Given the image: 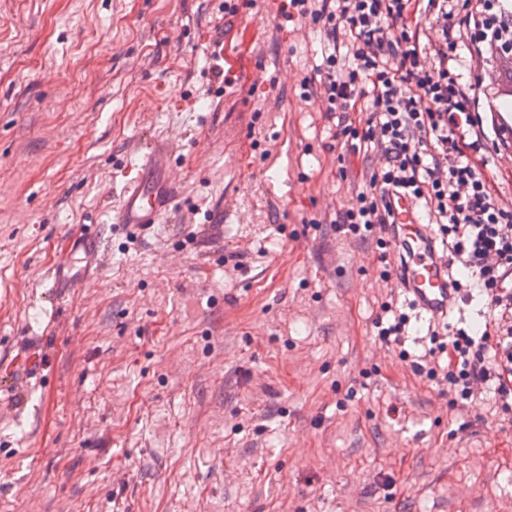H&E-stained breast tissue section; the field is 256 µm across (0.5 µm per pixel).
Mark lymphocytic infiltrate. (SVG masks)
Listing matches in <instances>:
<instances>
[{"mask_svg": "<svg viewBox=\"0 0 512 512\" xmlns=\"http://www.w3.org/2000/svg\"><path fill=\"white\" fill-rule=\"evenodd\" d=\"M289 0L287 20L320 25L325 55L304 77V97L337 117L335 140L359 141L379 160L369 190L337 214L338 230L386 231L389 195L413 196L437 224L452 262L471 273L488 300L481 335L433 326L432 346L415 358L416 375L447 385L459 400L492 390L512 430V202L500 199L483 171L484 127L475 107L494 65L512 57V0ZM426 18L437 37L419 29ZM480 65L463 81L462 53ZM447 363H439V355Z\"/></svg>", "mask_w": 512, "mask_h": 512, "instance_id": "obj_1", "label": "lymphocytic infiltrate"}]
</instances>
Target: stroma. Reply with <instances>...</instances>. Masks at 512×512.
<instances>
[{
  "label": "stroma",
  "mask_w": 512,
  "mask_h": 512,
  "mask_svg": "<svg viewBox=\"0 0 512 512\" xmlns=\"http://www.w3.org/2000/svg\"><path fill=\"white\" fill-rule=\"evenodd\" d=\"M282 0H0V512H512V431L373 320L403 297L333 220L361 155L299 84ZM166 140L176 198L136 234ZM347 178H340L339 167ZM97 278L57 294L77 230ZM173 200L171 186H153L140 177L126 187L117 210L116 222L145 229L159 224Z\"/></svg>",
  "instance_id": "1"
}]
</instances>
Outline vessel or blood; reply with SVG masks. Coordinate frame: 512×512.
<instances>
[{"label": "vessel or blood", "mask_w": 512, "mask_h": 512, "mask_svg": "<svg viewBox=\"0 0 512 512\" xmlns=\"http://www.w3.org/2000/svg\"><path fill=\"white\" fill-rule=\"evenodd\" d=\"M173 200L171 187L153 186L143 180L129 184L117 210L116 221L138 229L160 223ZM394 224L390 243L402 256L401 285L419 315L448 317L457 302V293L448 282V258L440 254L434 233L414 201L393 200ZM104 252L98 235L74 238L68 257L55 269L53 285L74 288L86 282Z\"/></svg>", "instance_id": "obj_1"}]
</instances>
